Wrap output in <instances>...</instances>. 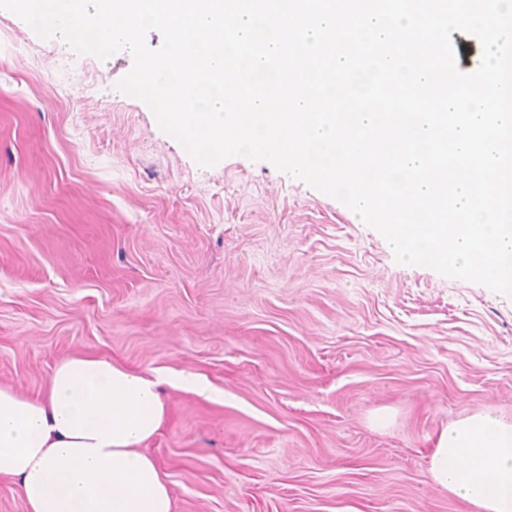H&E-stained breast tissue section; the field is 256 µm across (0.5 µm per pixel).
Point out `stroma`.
I'll return each instance as SVG.
<instances>
[{"label":"stroma","instance_id":"1","mask_svg":"<svg viewBox=\"0 0 512 512\" xmlns=\"http://www.w3.org/2000/svg\"><path fill=\"white\" fill-rule=\"evenodd\" d=\"M60 43L0 9V385L79 354L164 377L175 512H472L428 453L512 416V298L270 162L198 164L119 89L128 49L47 82Z\"/></svg>","mask_w":512,"mask_h":512}]
</instances>
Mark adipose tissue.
Returning a JSON list of instances; mask_svg holds the SVG:
<instances>
[{
	"label": "adipose tissue",
	"instance_id": "1",
	"mask_svg": "<svg viewBox=\"0 0 512 512\" xmlns=\"http://www.w3.org/2000/svg\"><path fill=\"white\" fill-rule=\"evenodd\" d=\"M166 416L152 376L103 357L63 359L41 396L0 386V478L18 481L27 512H173L144 450ZM429 472L475 512H512V417L482 410L449 423Z\"/></svg>",
	"mask_w": 512,
	"mask_h": 512
}]
</instances>
